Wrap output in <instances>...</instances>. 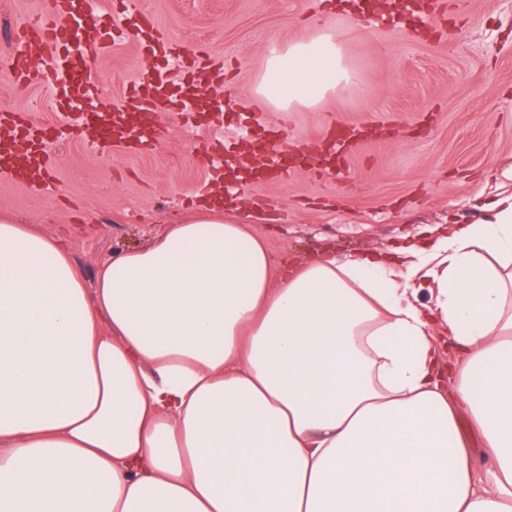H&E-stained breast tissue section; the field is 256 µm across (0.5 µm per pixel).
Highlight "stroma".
Here are the masks:
<instances>
[{
	"instance_id": "35a3bbf8",
	"label": "stroma",
	"mask_w": 512,
	"mask_h": 512,
	"mask_svg": "<svg viewBox=\"0 0 512 512\" xmlns=\"http://www.w3.org/2000/svg\"><path fill=\"white\" fill-rule=\"evenodd\" d=\"M42 0H0V112L21 110L40 123L57 107L39 79L10 77V32L40 13ZM437 23L409 33L365 22L336 0H127L152 13L163 35L192 55L206 53L227 80L201 90L223 99L206 125L160 111L163 137L151 149L94 148L95 131L48 143L54 184H25L0 172V213L68 238L87 288L103 261L149 247L192 209L209 179L203 147L253 149L254 138L321 137L329 124L354 128L359 149L330 175L289 165L287 178L244 177L241 207L225 217L251 225L274 266L332 250L337 258L399 245L439 224H477L512 195V0H433ZM321 20L336 35L356 81L318 106L290 112L267 107L256 93L274 46L310 35ZM86 66L101 100L130 107L138 74L163 67L138 44L118 38Z\"/></svg>"
}]
</instances>
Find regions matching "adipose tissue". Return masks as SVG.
Listing matches in <instances>:
<instances>
[{
  "mask_svg": "<svg viewBox=\"0 0 512 512\" xmlns=\"http://www.w3.org/2000/svg\"><path fill=\"white\" fill-rule=\"evenodd\" d=\"M349 78L319 26L256 91L289 112ZM492 210L278 270L205 206L92 291L0 216V512H512V196Z\"/></svg>",
  "mask_w": 512,
  "mask_h": 512,
  "instance_id": "obj_1",
  "label": "adipose tissue"
}]
</instances>
